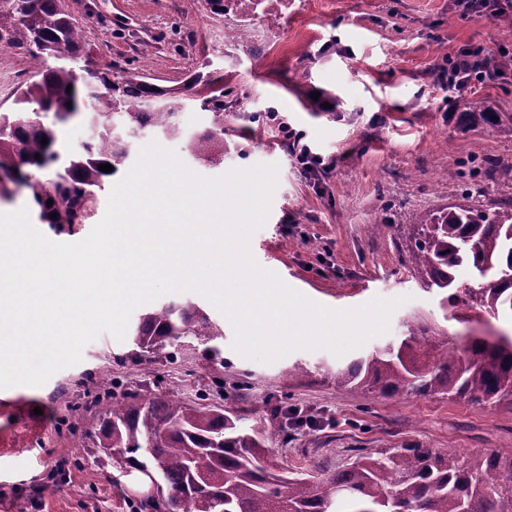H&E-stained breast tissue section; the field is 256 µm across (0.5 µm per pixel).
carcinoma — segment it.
Segmentation results:
<instances>
[{
    "label": "carcinoma",
    "instance_id": "cac0c4a2",
    "mask_svg": "<svg viewBox=\"0 0 512 512\" xmlns=\"http://www.w3.org/2000/svg\"><path fill=\"white\" fill-rule=\"evenodd\" d=\"M60 3L0 0V47L57 61L42 70L39 81L16 87L12 107L0 112L1 195L8 193V182L25 188L42 223L73 232L95 216L98 192L130 167L147 134L185 141L199 164H224V87L207 71L209 63L179 87L158 86L135 69L114 74L93 68L84 29ZM287 4L206 0L211 13L236 18L224 29L226 42L244 39L257 13ZM189 103L210 114L212 126L205 132L191 133L179 123L177 114ZM69 123L84 125L89 136L85 145L62 153L59 128ZM106 163L114 170H99ZM33 170L51 175L37 178ZM412 219L417 232L410 260L424 285L448 290L452 307L493 315L512 311V206L478 210L454 204ZM464 264L495 279L458 287L455 273ZM421 331L410 325L400 342L336 369V386H362L386 398L407 392L480 406L512 403V336L423 341ZM131 336L137 358L196 339L208 344L215 360L221 352L213 342L224 330L198 303L185 300L146 309ZM95 407L99 449H118L117 467L158 481L139 512H512V453L383 448L357 455L328 476L317 467L290 475L270 457L272 434L262 425H243L245 417L235 408L138 391L114 394L112 404Z\"/></svg>",
    "mask_w": 512,
    "mask_h": 512
}]
</instances>
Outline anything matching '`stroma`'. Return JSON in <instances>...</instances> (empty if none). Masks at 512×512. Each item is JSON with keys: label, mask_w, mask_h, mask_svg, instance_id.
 <instances>
[{"label": "stroma", "mask_w": 512, "mask_h": 512, "mask_svg": "<svg viewBox=\"0 0 512 512\" xmlns=\"http://www.w3.org/2000/svg\"><path fill=\"white\" fill-rule=\"evenodd\" d=\"M85 19V41L98 67L138 68L154 83H182L205 60L234 105L224 120V163L207 167L183 142L152 135L141 146L174 151L205 179L257 166L276 169L264 224L248 247L282 285L334 310L373 299L396 301L385 333L337 354L293 349L270 362L234 348L231 321L197 290L183 298L205 306L224 329L221 361L202 343L134 361L131 338L103 332L80 363L40 386L0 388V512H132L140 493L124 471L97 453V425L73 403L97 395L95 373L122 389L169 391L190 403L200 395L239 410L248 423L280 429L277 405L320 421L277 439L273 457L288 468L314 463L334 471L373 448L420 446L463 453L512 452V405L377 396L337 387L336 370L372 346L418 324L430 336H495L512 330V313L492 316L449 308L445 291L415 276L410 248L418 211L468 200L489 209L512 202V81L448 89L439 64L466 44L488 55L512 49V25L460 17L452 0H288L281 13L255 16L249 39L225 42L228 18L193 0H63ZM491 105L493 124L467 123L459 111ZM275 111L303 134L326 164L319 184L297 171L288 141L259 119ZM84 444L75 452L74 440Z\"/></svg>", "instance_id": "obj_1"}]
</instances>
